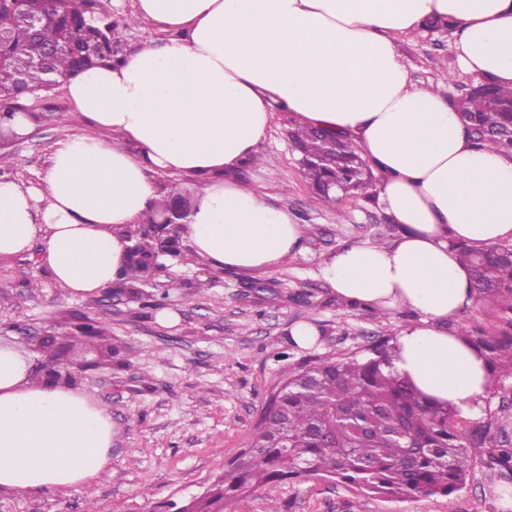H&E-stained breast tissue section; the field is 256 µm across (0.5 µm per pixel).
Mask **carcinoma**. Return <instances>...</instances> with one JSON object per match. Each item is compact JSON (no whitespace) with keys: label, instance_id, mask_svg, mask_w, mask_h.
Listing matches in <instances>:
<instances>
[{"label":"carcinoma","instance_id":"obj_1","mask_svg":"<svg viewBox=\"0 0 512 512\" xmlns=\"http://www.w3.org/2000/svg\"><path fill=\"white\" fill-rule=\"evenodd\" d=\"M117 34L118 23L88 0H0L4 112L15 111L24 93L40 95L50 79L65 81L104 60L118 61L112 51ZM450 105L476 145L512 154L511 89L486 81ZM289 136L304 176L326 204L338 201L325 190L334 178L349 192L372 182V169L353 142L301 125ZM155 219L149 218L143 242L129 251L126 275L116 287L157 271L165 253L183 254L169 225ZM451 246L471 268L475 298L494 302L499 312L496 331L464 329L462 338L484 357L491 381L512 380V243ZM394 352L387 338L291 375L268 402L249 447L192 512H235L234 504L247 493L315 474L334 477L363 496L449 498L462 489L489 440L487 426L461 433L454 407L431 403L392 371ZM488 465L511 475L512 442L497 441Z\"/></svg>","mask_w":512,"mask_h":512}]
</instances>
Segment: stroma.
<instances>
[{"instance_id": "1", "label": "stroma", "mask_w": 512, "mask_h": 512, "mask_svg": "<svg viewBox=\"0 0 512 512\" xmlns=\"http://www.w3.org/2000/svg\"><path fill=\"white\" fill-rule=\"evenodd\" d=\"M122 29L116 47L124 56L163 33L138 21L133 0H100ZM397 49L419 86L446 97L465 95L473 79L458 62L444 28L398 40ZM40 118L25 139L12 141L0 162V180L41 186L53 146L88 129L64 86L45 97L23 98ZM296 118L273 113L261 158L238 173L265 187L305 227L304 249L279 267L232 271L204 258L167 259L145 294L165 300L163 309L144 306L127 293L73 297L58 288L38 261V249L0 260V340L12 343L31 367L44 361L34 345L55 336L66 359L84 362L76 387L107 406L115 434L107 473L89 492L72 490L33 499L0 493V512H183L202 497L225 464L245 448L272 389L301 366L318 359H343L373 341L395 338L408 321L391 313L347 306L324 278L325 259L355 244H389L399 227L380 206L376 186L327 206L301 171L288 137ZM301 322L319 330L310 348L291 344ZM91 326L96 341L73 343L78 327ZM481 422L491 435L512 436V380L491 387ZM512 479L476 460L465 487L452 498L384 499L359 496L333 478L312 475L271 483L238 504V512H504Z\"/></svg>"}]
</instances>
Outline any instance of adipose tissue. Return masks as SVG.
I'll return each instance as SVG.
<instances>
[{
    "mask_svg": "<svg viewBox=\"0 0 512 512\" xmlns=\"http://www.w3.org/2000/svg\"><path fill=\"white\" fill-rule=\"evenodd\" d=\"M169 35L71 78L90 124L56 143L39 188L0 182V257L42 244L39 260L74 296L118 278L129 241L160 190L156 172L199 177L182 233L226 269L270 268L300 253L304 230L263 188L240 183L273 112L345 137L382 179L378 201L400 227L389 245L345 246L325 261L337 296L412 311L394 369L431 401L486 410L483 357L449 323L474 301L451 241L512 239V157L478 148L441 90L414 84L399 37L455 21L462 69L512 88V0H135ZM137 144L118 147L114 136ZM112 416L72 386L35 378L0 345V493L91 488L111 461Z\"/></svg>",
    "mask_w": 512,
    "mask_h": 512,
    "instance_id": "ef3b65f1",
    "label": "adipose tissue"
}]
</instances>
